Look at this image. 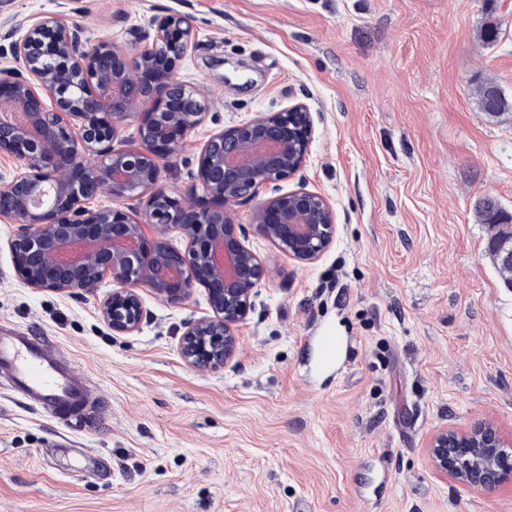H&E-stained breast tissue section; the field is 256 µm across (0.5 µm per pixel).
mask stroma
<instances>
[{
	"instance_id": "35a3bbf8",
	"label": "stroma",
	"mask_w": 512,
	"mask_h": 512,
	"mask_svg": "<svg viewBox=\"0 0 512 512\" xmlns=\"http://www.w3.org/2000/svg\"><path fill=\"white\" fill-rule=\"evenodd\" d=\"M171 13L192 21L176 77L204 120L166 187L202 198L212 133L303 103L305 162L260 197L319 194L336 234L302 264L237 206L265 276L235 355L203 369L180 346L212 313L205 288L177 304L138 288V331L115 333L111 282L24 285L20 227L0 221V326L49 337L105 398L63 420L0 390V512H512V468L478 489L429 456L446 429L512 436V290L473 208L512 213V114L476 96L512 98V0H0V80L25 76L13 46L43 16L132 58ZM326 328L343 370L321 361ZM477 92L479 106L489 116L497 117L512 110V100L505 97L501 89L493 82L482 84Z\"/></svg>"
}]
</instances>
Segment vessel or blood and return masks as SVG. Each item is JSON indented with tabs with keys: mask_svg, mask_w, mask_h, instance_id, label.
Instances as JSON below:
<instances>
[{
	"mask_svg": "<svg viewBox=\"0 0 512 512\" xmlns=\"http://www.w3.org/2000/svg\"><path fill=\"white\" fill-rule=\"evenodd\" d=\"M0 383L30 405L67 416L89 404L93 383L46 337L0 327Z\"/></svg>",
	"mask_w": 512,
	"mask_h": 512,
	"instance_id": "1",
	"label": "vessel or blood"
}]
</instances>
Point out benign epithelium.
Listing matches in <instances>:
<instances>
[{"instance_id":"7a95c632","label":"benign epithelium","mask_w":512,"mask_h":512,"mask_svg":"<svg viewBox=\"0 0 512 512\" xmlns=\"http://www.w3.org/2000/svg\"><path fill=\"white\" fill-rule=\"evenodd\" d=\"M153 26L151 47L129 60L108 44L77 54V30L55 17L30 27L15 49L29 79L0 82V106L19 114L15 122L0 119V155L18 161L16 174L0 185V202L9 201L0 205V218L23 227L12 253L24 284L65 292L110 278L113 289L101 315L114 332L138 330L139 284L172 303L197 284L207 288L213 315L186 326L181 354L191 364L217 365L235 352V326L246 318L264 274L236 231L233 209L299 170L312 126L307 106L297 103L218 132L199 157L208 204L171 194L159 185V159L177 155L202 112H183L172 99L175 70L188 50V20L169 14ZM40 88L50 92L55 108L46 106ZM147 102L152 109L141 127L143 148H111L117 122ZM70 119L80 122L78 131ZM103 190L116 200L150 191L144 222L121 209L87 207ZM147 225L157 235L148 237ZM256 228L293 259L312 264L331 243L335 213L318 195L291 193L261 203ZM172 230L187 241L185 250L169 244ZM460 443L472 448L473 457L455 478L475 487L490 485L505 448L502 440L490 432L463 438L443 430L430 446L435 467L448 470V453Z\"/></svg>"}]
</instances>
